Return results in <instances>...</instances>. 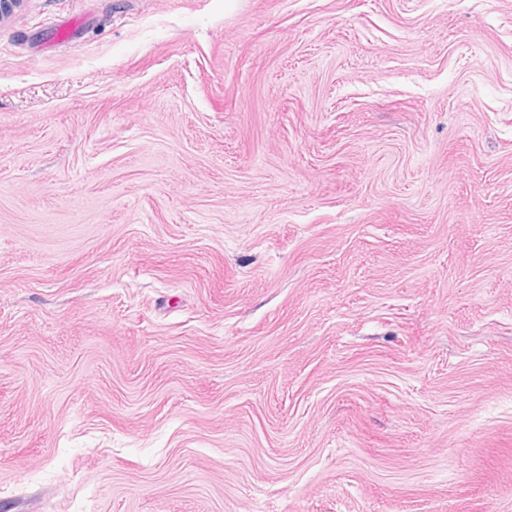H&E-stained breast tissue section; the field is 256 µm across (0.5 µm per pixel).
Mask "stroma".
Here are the masks:
<instances>
[{"label":"stroma","mask_w":512,"mask_h":512,"mask_svg":"<svg viewBox=\"0 0 512 512\" xmlns=\"http://www.w3.org/2000/svg\"><path fill=\"white\" fill-rule=\"evenodd\" d=\"M0 512H512V0L1 21Z\"/></svg>","instance_id":"35a3bbf8"}]
</instances>
